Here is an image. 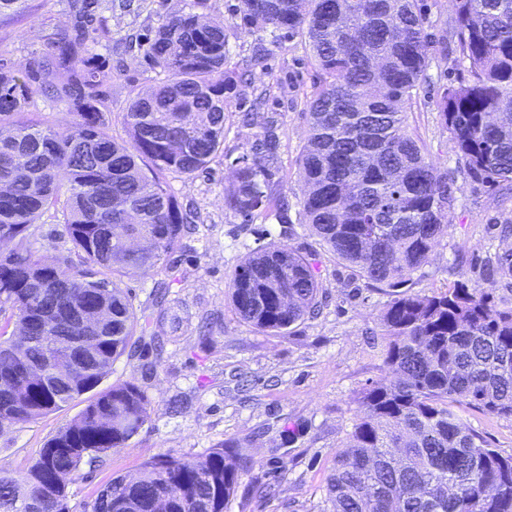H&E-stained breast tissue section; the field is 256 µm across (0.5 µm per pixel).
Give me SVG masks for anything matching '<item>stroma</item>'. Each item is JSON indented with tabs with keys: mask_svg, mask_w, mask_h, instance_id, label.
<instances>
[{
	"mask_svg": "<svg viewBox=\"0 0 512 512\" xmlns=\"http://www.w3.org/2000/svg\"><path fill=\"white\" fill-rule=\"evenodd\" d=\"M99 2L98 20L125 35L157 25L184 9L187 0H133L128 11L116 0ZM69 22L67 0H28L25 13L0 23V51L13 63L26 64L41 47L42 30ZM258 39L245 30L230 38L227 65L248 79L239 86V107L226 115L224 149L242 150L240 111L263 98L262 110L276 119L281 141L274 192L296 205L305 193L299 157L318 72L300 39L282 40L260 60L254 55ZM124 65L107 91L111 132L118 139L126 136L122 111L130 90L152 84L141 57L127 55ZM469 77L456 50L432 55L409 116L428 157L454 171L458 187L447 238L413 276L415 290L423 293L480 280L486 259L500 246V225L512 224V185L490 188L471 181L438 108L443 89ZM232 179L220 157L193 178H166L179 204L197 214L195 229L158 271L132 269L123 277L122 288L147 316L137 329L143 354L121 357L102 382L106 388L126 381L141 385L152 400L150 417L126 447L71 476L72 512H89L108 482L136 474L152 457L170 453L191 461L223 445L248 464L227 512H325L327 484L352 429L357 400L369 381L391 375L373 343L387 292L367 287L327 250L318 249L317 257L323 285L319 316L284 334L240 321L229 300V284L252 249L270 242L302 252L317 247L298 224L289 232L270 224L263 236H256L252 225L224 207V189ZM173 400L180 403L175 413L168 409ZM79 411L73 404L0 430V467L25 475L45 443ZM459 416L502 454H512V420L471 409L460 410Z\"/></svg>",
	"mask_w": 512,
	"mask_h": 512,
	"instance_id": "obj_1",
	"label": "stroma"
}]
</instances>
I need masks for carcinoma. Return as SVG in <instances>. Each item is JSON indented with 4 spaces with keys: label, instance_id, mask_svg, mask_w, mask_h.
<instances>
[{
    "label": "carcinoma",
    "instance_id": "carcinoma-1",
    "mask_svg": "<svg viewBox=\"0 0 512 512\" xmlns=\"http://www.w3.org/2000/svg\"><path fill=\"white\" fill-rule=\"evenodd\" d=\"M25 2L0 0V19L19 16ZM452 3L454 27L434 38L423 0H240L234 27L268 31L272 46L301 38L320 72L300 156L306 192L293 216L272 190L280 147L273 118L246 113L243 150L224 152L225 112L241 82L226 68V26L188 11L136 38L157 81L130 93L126 142L110 135L114 73L96 46L112 50V32L94 25L97 0H70L71 24L41 32L46 60L37 66L0 57V232L14 244L0 258V304L31 336L22 360L0 332V379L10 381L0 389V422L15 426L86 401L24 477L0 469V512H71L67 477L124 448L147 422L151 399L141 386L98 390L102 364L136 354L122 277L157 269L193 222L163 176L191 177L219 155L234 177L227 209L247 223L305 224L367 285L392 289L380 323L393 378L370 382L358 399L328 482L329 512H512V455L455 412L466 405L512 419V247L480 284L412 290L413 275L448 235L457 191L454 172L426 155L408 123L430 49L451 40L468 64L470 79L444 88L438 103L468 175L512 184V0ZM267 45L259 42L256 54ZM39 94L67 104L74 129L17 119ZM49 211L71 247L36 255L29 230ZM315 261L284 244L256 247L230 282L235 313L263 332L305 322L322 296ZM73 303L89 316L105 311L94 364L72 381L30 378L26 366L41 360L46 342L64 346L60 312ZM244 470L223 447L192 462L163 453L109 482L92 512H155L163 497L170 512H225Z\"/></svg>",
    "mask_w": 512,
    "mask_h": 512
}]
</instances>
